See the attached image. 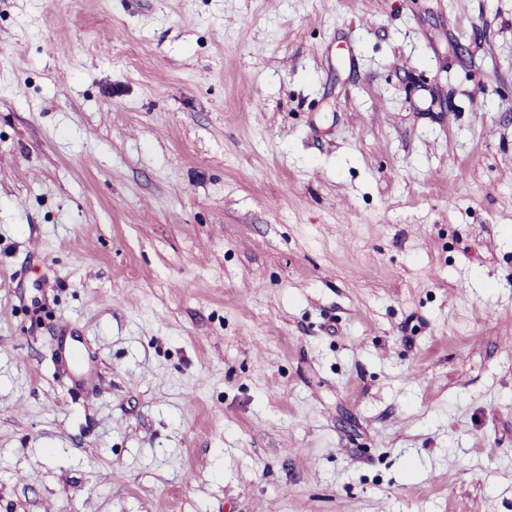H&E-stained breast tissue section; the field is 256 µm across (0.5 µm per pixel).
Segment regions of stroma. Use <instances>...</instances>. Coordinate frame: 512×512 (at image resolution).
<instances>
[{"label": "stroma", "instance_id": "1", "mask_svg": "<svg viewBox=\"0 0 512 512\" xmlns=\"http://www.w3.org/2000/svg\"><path fill=\"white\" fill-rule=\"evenodd\" d=\"M0 512H512V0H0Z\"/></svg>", "mask_w": 512, "mask_h": 512}]
</instances>
